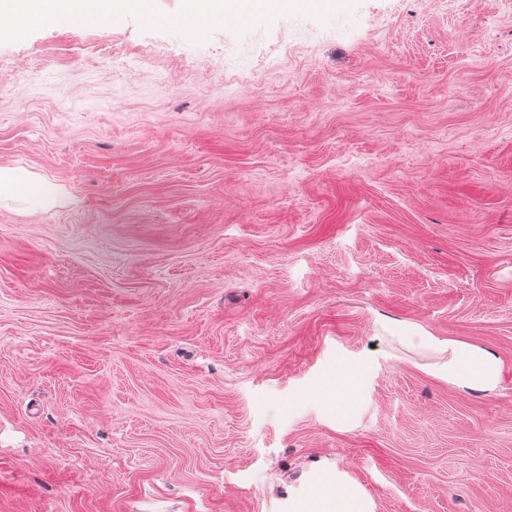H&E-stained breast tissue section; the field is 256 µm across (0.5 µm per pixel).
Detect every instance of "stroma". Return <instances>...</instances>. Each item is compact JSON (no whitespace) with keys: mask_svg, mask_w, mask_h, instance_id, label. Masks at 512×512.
<instances>
[{"mask_svg":"<svg viewBox=\"0 0 512 512\" xmlns=\"http://www.w3.org/2000/svg\"><path fill=\"white\" fill-rule=\"evenodd\" d=\"M180 5L0 36V512H512V0ZM200 0H182V14L192 16L196 23L191 29L200 31L224 19H241L244 8L243 0H206L208 3L205 12L198 10ZM33 178L15 169L0 167V202L26 193ZM444 375L448 383L467 389L489 390L498 383L499 362L484 350L463 343L448 345ZM367 503L354 492L339 493L328 481L319 485L307 499L300 501L296 512H368Z\"/></svg>","mask_w":512,"mask_h":512,"instance_id":"stroma-1","label":"stroma"}]
</instances>
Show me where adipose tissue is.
<instances>
[{"label":"adipose tissue","mask_w":512,"mask_h":512,"mask_svg":"<svg viewBox=\"0 0 512 512\" xmlns=\"http://www.w3.org/2000/svg\"><path fill=\"white\" fill-rule=\"evenodd\" d=\"M203 0H182L184 15L194 17L195 30H202L226 19L240 18L243 0H204L207 8H200ZM40 23H51L62 18L77 23H108L127 14L153 16V0H41ZM448 362L444 374L449 383L467 389L489 390L498 383L499 362L484 350L463 343L448 347ZM296 512H368L364 499L356 493H339L330 483L319 485L307 499L300 501Z\"/></svg>","instance_id":"adipose-tissue-1"}]
</instances>
